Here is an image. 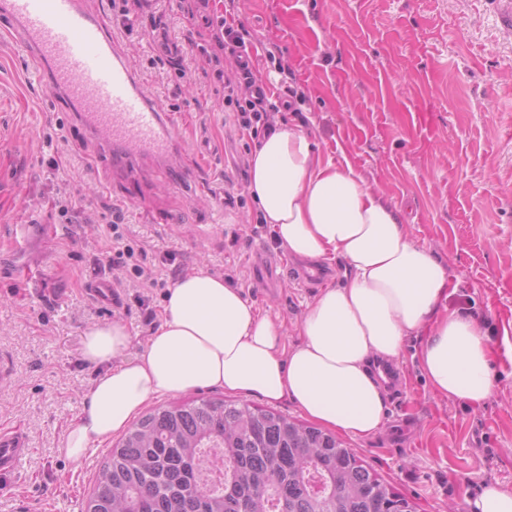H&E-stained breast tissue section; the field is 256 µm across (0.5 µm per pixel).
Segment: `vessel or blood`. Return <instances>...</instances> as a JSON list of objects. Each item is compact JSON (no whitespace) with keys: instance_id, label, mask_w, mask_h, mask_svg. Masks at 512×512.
I'll use <instances>...</instances> for the list:
<instances>
[{"instance_id":"1","label":"vessel or blood","mask_w":512,"mask_h":512,"mask_svg":"<svg viewBox=\"0 0 512 512\" xmlns=\"http://www.w3.org/2000/svg\"><path fill=\"white\" fill-rule=\"evenodd\" d=\"M0 18L20 48L49 67V89L74 106L96 146L139 167L186 174L191 163L168 112L125 60L102 14L84 0H0ZM29 450L23 435L0 434V475L15 473Z\"/></svg>"}]
</instances>
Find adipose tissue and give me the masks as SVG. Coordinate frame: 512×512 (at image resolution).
<instances>
[{
	"mask_svg": "<svg viewBox=\"0 0 512 512\" xmlns=\"http://www.w3.org/2000/svg\"><path fill=\"white\" fill-rule=\"evenodd\" d=\"M249 191L288 255L341 259L343 282L308 305L292 345L242 289L203 270L167 289L138 355L124 323L92 327L82 357L99 374L66 430L67 458L125 430L151 399L214 387L288 400L327 428L372 436L386 415L373 365L399 360L411 336L424 339L419 362L437 393L472 407L488 400L493 350L479 322L441 310L445 267L351 163L323 159L307 132L283 125L253 154Z\"/></svg>",
	"mask_w": 512,
	"mask_h": 512,
	"instance_id": "ef3b65f1",
	"label": "adipose tissue"
}]
</instances>
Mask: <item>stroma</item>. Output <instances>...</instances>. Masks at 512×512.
Here are the masks:
<instances>
[{"mask_svg":"<svg viewBox=\"0 0 512 512\" xmlns=\"http://www.w3.org/2000/svg\"><path fill=\"white\" fill-rule=\"evenodd\" d=\"M504 0H238L254 47L273 48L303 92L302 128L318 152L350 161L402 213L412 241L443 262L450 277L443 309L470 312L494 350V389L469 407L436 393L421 370L422 339L410 337L398 361L402 402L387 401L382 429L337 439L411 499L417 512H469L483 485L512 491V30ZM118 46L158 104L177 117L175 136L191 177L157 174L102 184L95 151L68 105L41 84L35 63L0 37V432L23 433L32 452L21 471L0 477V512H83L113 446L79 461L61 455L94 372L82 361L84 333L123 322L139 354L152 333L136 289L104 304L91 286L111 281L113 207L122 230L149 256L172 251L184 273L205 270L235 280L286 335L319 294L293 276L260 292L249 257L283 250L255 230L252 197L239 193L256 147L240 137L213 86L183 94L151 68L144 30L111 25ZM58 160L60 170L51 169ZM72 213L52 205L59 188Z\"/></svg>","mask_w":512,"mask_h":512,"instance_id":"35a3bbf8","label":"stroma"}]
</instances>
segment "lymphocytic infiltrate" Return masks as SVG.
<instances>
[{
  "label": "lymphocytic infiltrate",
  "instance_id": "f902f5d3",
  "mask_svg": "<svg viewBox=\"0 0 512 512\" xmlns=\"http://www.w3.org/2000/svg\"><path fill=\"white\" fill-rule=\"evenodd\" d=\"M178 8L189 24L185 44L171 39L172 16L160 0H114L112 10L125 31L144 28L156 53L150 63L160 75L176 78L182 85L220 84L223 105L232 112L239 130L259 138L275 128L278 113L291 111L295 92L281 86L275 97H268L252 63L247 30L236 23V0H178ZM232 61L233 76H225L224 63ZM125 214L112 211L113 269H126L128 278H113L116 288H162L167 275H179L174 253L166 252L148 260L145 248L127 242L119 226Z\"/></svg>",
  "mask_w": 512,
  "mask_h": 512
}]
</instances>
